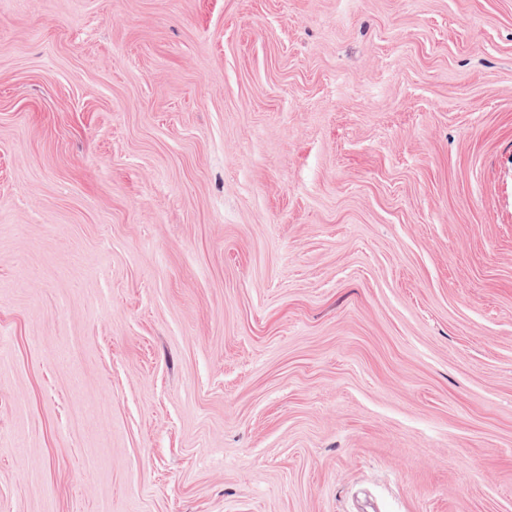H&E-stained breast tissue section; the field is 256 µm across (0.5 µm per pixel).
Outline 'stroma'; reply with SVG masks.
<instances>
[{"mask_svg": "<svg viewBox=\"0 0 512 512\" xmlns=\"http://www.w3.org/2000/svg\"><path fill=\"white\" fill-rule=\"evenodd\" d=\"M0 512H512V0H0Z\"/></svg>", "mask_w": 512, "mask_h": 512, "instance_id": "35a3bbf8", "label": "stroma"}]
</instances>
